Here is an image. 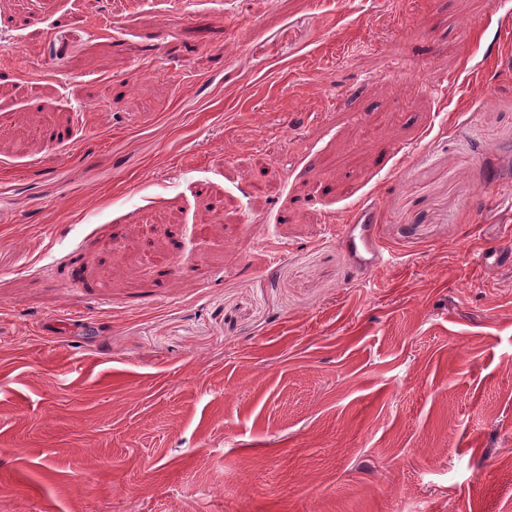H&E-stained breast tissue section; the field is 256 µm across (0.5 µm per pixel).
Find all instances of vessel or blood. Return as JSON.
<instances>
[{
  "label": "vessel or blood",
  "mask_w": 512,
  "mask_h": 512,
  "mask_svg": "<svg viewBox=\"0 0 512 512\" xmlns=\"http://www.w3.org/2000/svg\"><path fill=\"white\" fill-rule=\"evenodd\" d=\"M340 240L360 274H369L391 261L375 232L374 210L370 205L362 204L352 210Z\"/></svg>",
  "instance_id": "b4317fda"
}]
</instances>
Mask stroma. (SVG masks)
Listing matches in <instances>:
<instances>
[{
    "mask_svg": "<svg viewBox=\"0 0 512 512\" xmlns=\"http://www.w3.org/2000/svg\"><path fill=\"white\" fill-rule=\"evenodd\" d=\"M499 17L0 0V512H512ZM346 223L343 224L340 240L355 270L361 275H367L378 266L391 262V257L375 232L374 210L371 205L357 206Z\"/></svg>",
    "mask_w": 512,
    "mask_h": 512,
    "instance_id": "stroma-1",
    "label": "stroma"
}]
</instances>
